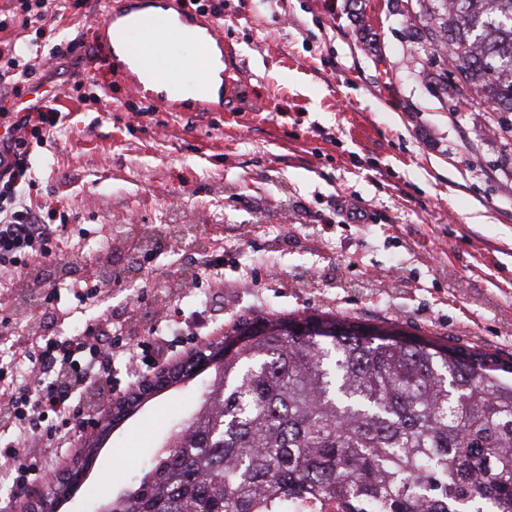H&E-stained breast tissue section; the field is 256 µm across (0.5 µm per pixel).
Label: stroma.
Masks as SVG:
<instances>
[{
  "label": "stroma",
  "mask_w": 512,
  "mask_h": 512,
  "mask_svg": "<svg viewBox=\"0 0 512 512\" xmlns=\"http://www.w3.org/2000/svg\"><path fill=\"white\" fill-rule=\"evenodd\" d=\"M45 24L0 32V54L31 43L82 40L88 61L52 63L19 85L15 109L56 102L64 121L32 147L34 207L52 212L71 270L37 264L58 299L32 310L0 277V367L16 351L89 326L137 345L138 374L122 354L99 386L92 423L161 370L235 325L333 313L400 323L413 334L512 356V112L491 111L479 84L417 37L433 27L403 0H224V42L239 97L223 111L151 112L112 66L93 16L108 0H55ZM359 208L361 221L349 219ZM126 229L113 231L118 221ZM191 224L180 243L173 228ZM217 256L214 274L160 288ZM395 268L391 285L370 272ZM112 282L88 295L102 274ZM171 322H157L156 300ZM197 387L150 399L113 429L87 483L119 490L150 461ZM87 431L40 439L38 480L14 487L0 470V512H37L85 450Z\"/></svg>",
  "instance_id": "1"
}]
</instances>
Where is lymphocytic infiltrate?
<instances>
[{
	"label": "lymphocytic infiltrate",
	"mask_w": 512,
	"mask_h": 512,
	"mask_svg": "<svg viewBox=\"0 0 512 512\" xmlns=\"http://www.w3.org/2000/svg\"><path fill=\"white\" fill-rule=\"evenodd\" d=\"M7 99V94L0 93V126L5 129L0 136V274L18 276L30 257L48 258L59 265L71 263L72 258L55 246L60 225L48 223L21 193L31 178L28 136L38 126L44 127L46 136H53L59 115L34 104L18 117L7 108ZM111 373V352L103 350L90 332L65 342H46L30 350L21 371L1 372L8 400L0 419L10 424L13 433L0 447V467L13 469L16 449L34 443L49 415L81 424L82 404L90 389L110 381Z\"/></svg>",
	"instance_id": "f902f5d3"
}]
</instances>
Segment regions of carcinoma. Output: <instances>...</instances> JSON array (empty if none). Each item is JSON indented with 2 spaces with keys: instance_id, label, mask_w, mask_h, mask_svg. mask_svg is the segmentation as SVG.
Masks as SVG:
<instances>
[{
  "instance_id": "1",
  "label": "carcinoma",
  "mask_w": 512,
  "mask_h": 512,
  "mask_svg": "<svg viewBox=\"0 0 512 512\" xmlns=\"http://www.w3.org/2000/svg\"><path fill=\"white\" fill-rule=\"evenodd\" d=\"M443 4L427 41L452 45L454 69L512 112V0ZM263 323L224 354L140 478L102 501L108 512H284L308 493L389 512H512L511 360L337 316ZM80 488L50 489L45 512Z\"/></svg>"
}]
</instances>
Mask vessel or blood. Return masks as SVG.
Masks as SVG:
<instances>
[{
	"label": "vessel or blood",
	"mask_w": 512,
	"mask_h": 512,
	"mask_svg": "<svg viewBox=\"0 0 512 512\" xmlns=\"http://www.w3.org/2000/svg\"><path fill=\"white\" fill-rule=\"evenodd\" d=\"M98 26L129 93L159 111H183L187 84L205 112L223 111L237 93L221 25L189 13L179 0H111Z\"/></svg>",
	"instance_id": "b4317fda"
}]
</instances>
